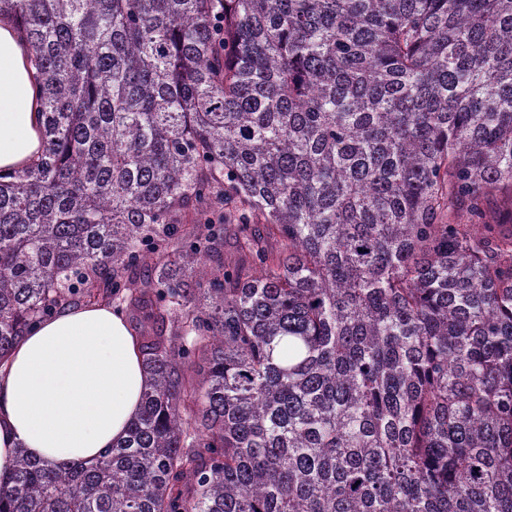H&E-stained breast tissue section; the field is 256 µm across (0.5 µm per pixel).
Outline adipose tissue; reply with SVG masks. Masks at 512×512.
<instances>
[{"label":"adipose tissue","mask_w":512,"mask_h":512,"mask_svg":"<svg viewBox=\"0 0 512 512\" xmlns=\"http://www.w3.org/2000/svg\"><path fill=\"white\" fill-rule=\"evenodd\" d=\"M25 35L0 18V169L42 151L40 91ZM150 382L134 328L108 306L42 321L0 364V474L17 451L70 464L122 441Z\"/></svg>","instance_id":"1"}]
</instances>
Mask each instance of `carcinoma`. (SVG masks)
Segmentation results:
<instances>
[{"label":"carcinoma","instance_id":"1","mask_svg":"<svg viewBox=\"0 0 512 512\" xmlns=\"http://www.w3.org/2000/svg\"><path fill=\"white\" fill-rule=\"evenodd\" d=\"M3 14L44 149L0 172V362L105 304L151 383L97 457L17 451L0 512H512V0Z\"/></svg>","mask_w":512,"mask_h":512}]
</instances>
